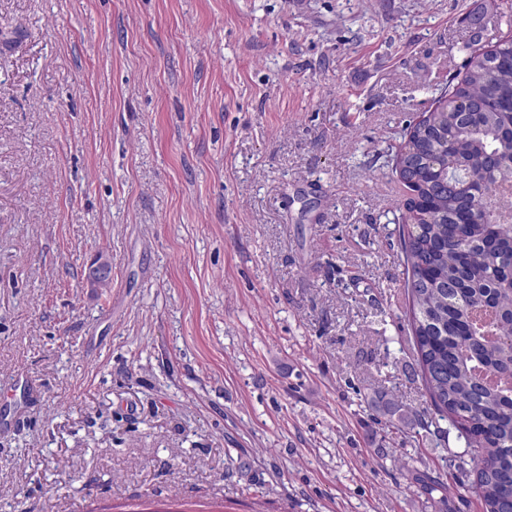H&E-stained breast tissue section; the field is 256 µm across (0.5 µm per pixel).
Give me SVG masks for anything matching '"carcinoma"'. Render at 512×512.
Segmentation results:
<instances>
[{
  "label": "carcinoma",
  "mask_w": 512,
  "mask_h": 512,
  "mask_svg": "<svg viewBox=\"0 0 512 512\" xmlns=\"http://www.w3.org/2000/svg\"><path fill=\"white\" fill-rule=\"evenodd\" d=\"M388 166L408 192L398 234L417 373L465 442L484 512L512 482V38L403 131Z\"/></svg>",
  "instance_id": "cac0c4a2"
}]
</instances>
